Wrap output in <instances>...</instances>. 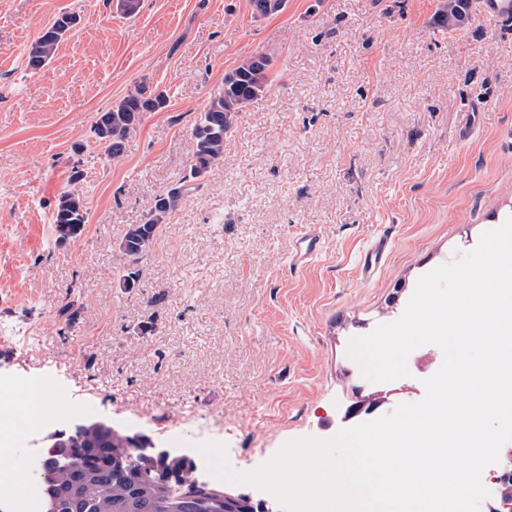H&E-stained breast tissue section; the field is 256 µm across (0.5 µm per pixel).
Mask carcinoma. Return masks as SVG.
<instances>
[{
	"instance_id": "cac0c4a2",
	"label": "carcinoma",
	"mask_w": 512,
	"mask_h": 512,
	"mask_svg": "<svg viewBox=\"0 0 512 512\" xmlns=\"http://www.w3.org/2000/svg\"><path fill=\"white\" fill-rule=\"evenodd\" d=\"M255 13L266 16L281 11L284 0H252ZM77 18L60 15L26 49L27 66L40 70L74 27ZM272 59L249 55L224 74V83L210 96L193 129V159L182 182L156 196L140 224L128 227L118 244L123 259L121 286L138 287L141 264L169 214L212 166L224 160L225 147L242 112L270 86ZM164 91L143 82L135 86L93 126V135L107 156L117 159L125 141L140 127L145 114L167 107ZM53 223L56 242L77 238L87 223L84 200L72 192L60 195ZM71 465L53 470L42 479L44 512H176L185 503L201 502L198 512H225L224 483L204 480L187 457H158L159 449L127 432L99 430L73 434Z\"/></svg>"
}]
</instances>
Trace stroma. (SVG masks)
<instances>
[{"mask_svg":"<svg viewBox=\"0 0 512 512\" xmlns=\"http://www.w3.org/2000/svg\"><path fill=\"white\" fill-rule=\"evenodd\" d=\"M442 0H0V378L59 409L22 444L89 418L194 447L198 426L250 472L289 441L329 439L423 399L407 377L375 386L352 338L400 318L418 279L512 216V26L441 23ZM63 13L80 23L50 63L26 48ZM273 59L224 159L163 225L138 288L119 286L116 246L150 201L187 175L192 129L226 72ZM168 107L146 114L112 160L92 127L140 81ZM81 180H74V172ZM79 194L88 222L60 245L52 216ZM314 229L323 250L288 267ZM377 274L361 258L380 234ZM75 311L73 325L58 315ZM154 316L155 329L139 324Z\"/></svg>","mask_w":512,"mask_h":512,"instance_id":"stroma-1","label":"stroma"}]
</instances>
